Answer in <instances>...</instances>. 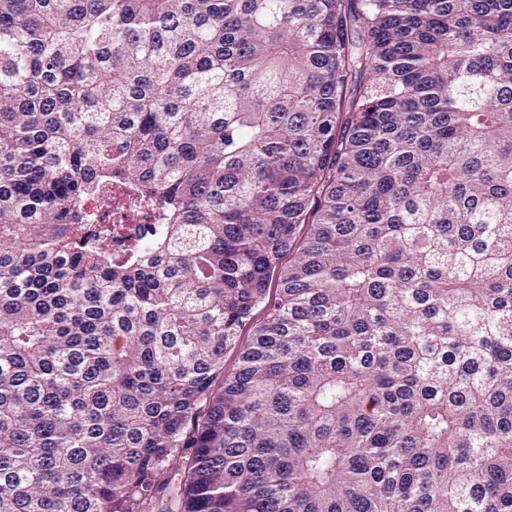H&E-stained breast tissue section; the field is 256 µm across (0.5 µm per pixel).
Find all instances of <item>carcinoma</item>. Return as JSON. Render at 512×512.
I'll return each mask as SVG.
<instances>
[{
    "mask_svg": "<svg viewBox=\"0 0 512 512\" xmlns=\"http://www.w3.org/2000/svg\"><path fill=\"white\" fill-rule=\"evenodd\" d=\"M0 512H512V0H0ZM154 222L155 217L152 212L147 210L131 211L126 205L123 192L116 188L112 190V223L117 224L116 230L127 228L129 234L135 235L140 227L139 224H153Z\"/></svg>",
    "mask_w": 512,
    "mask_h": 512,
    "instance_id": "obj_1",
    "label": "carcinoma"
}]
</instances>
